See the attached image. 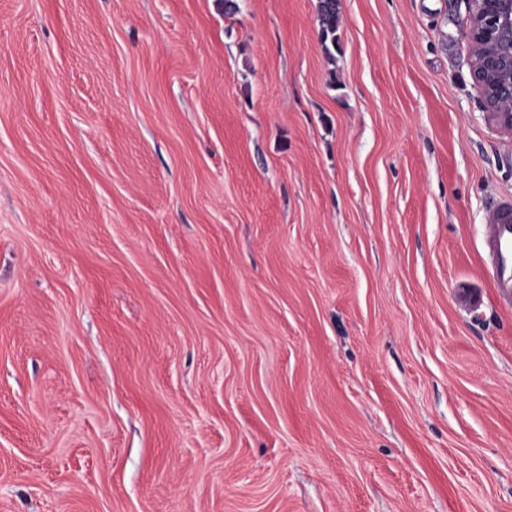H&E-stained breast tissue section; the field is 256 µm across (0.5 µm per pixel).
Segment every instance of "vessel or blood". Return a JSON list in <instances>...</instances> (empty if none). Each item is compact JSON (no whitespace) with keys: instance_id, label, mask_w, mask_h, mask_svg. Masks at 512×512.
Returning <instances> with one entry per match:
<instances>
[{"instance_id":"obj_1","label":"vessel or blood","mask_w":512,"mask_h":512,"mask_svg":"<svg viewBox=\"0 0 512 512\" xmlns=\"http://www.w3.org/2000/svg\"><path fill=\"white\" fill-rule=\"evenodd\" d=\"M490 259L493 284L505 301H512V200L491 211L484 239Z\"/></svg>"}]
</instances>
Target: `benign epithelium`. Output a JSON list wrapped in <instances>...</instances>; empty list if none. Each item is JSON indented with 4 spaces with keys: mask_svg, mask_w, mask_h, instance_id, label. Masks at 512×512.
I'll return each instance as SVG.
<instances>
[{
    "mask_svg": "<svg viewBox=\"0 0 512 512\" xmlns=\"http://www.w3.org/2000/svg\"><path fill=\"white\" fill-rule=\"evenodd\" d=\"M464 34L484 109L512 113V0H468Z\"/></svg>",
    "mask_w": 512,
    "mask_h": 512,
    "instance_id": "1",
    "label": "benign epithelium"
}]
</instances>
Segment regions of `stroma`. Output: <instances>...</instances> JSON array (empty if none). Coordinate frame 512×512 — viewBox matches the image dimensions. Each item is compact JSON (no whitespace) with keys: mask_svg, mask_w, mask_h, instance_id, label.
I'll list each match as a JSON object with an SVG mask.
<instances>
[{"mask_svg":"<svg viewBox=\"0 0 512 512\" xmlns=\"http://www.w3.org/2000/svg\"><path fill=\"white\" fill-rule=\"evenodd\" d=\"M318 2L0 0V512H512L467 5ZM337 0H320L319 17V37L326 57H333V51L336 50L338 40L337 31L339 28V15L336 11Z\"/></svg>","mask_w":512,"mask_h":512,"instance_id":"35a3bbf8","label":"stroma"}]
</instances>
